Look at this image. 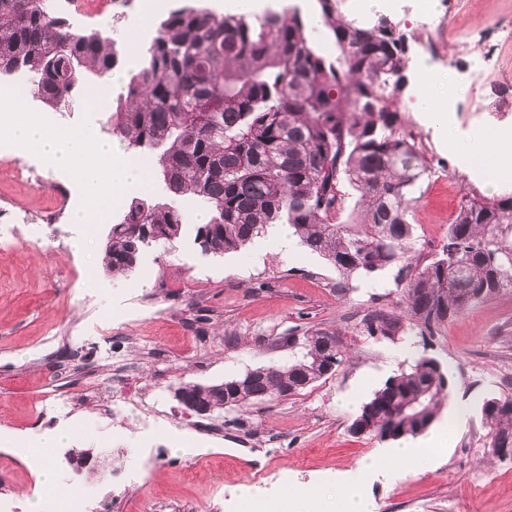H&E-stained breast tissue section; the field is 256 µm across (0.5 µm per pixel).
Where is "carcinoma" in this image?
I'll return each mask as SVG.
<instances>
[{"label": "carcinoma", "instance_id": "obj_1", "mask_svg": "<svg viewBox=\"0 0 512 512\" xmlns=\"http://www.w3.org/2000/svg\"><path fill=\"white\" fill-rule=\"evenodd\" d=\"M316 2L334 56L309 40L296 7L248 21L173 0L105 128L130 153L157 152L167 198L130 203L108 234L104 269L132 272L149 234L180 239L178 203L191 198L210 214L194 236L203 254L235 252L268 225L286 224L336 269L345 291L354 275L398 268L401 311L374 306L357 329L377 342H425L512 288V196H464L430 261L414 260L409 213L429 165L400 108L409 48L380 15L368 23L346 16L340 0ZM125 64L114 39L74 31L46 0H0V75H23L27 93L46 108L70 100L87 77L100 80ZM302 336L293 361L247 379L245 402L319 381L343 362L342 351L327 349L339 334ZM236 381L222 382V392L201 384L191 392L222 411ZM452 387L448 368L421 355L362 403L349 431L381 442L421 435ZM481 414L494 444L512 448V395L485 399Z\"/></svg>", "mask_w": 512, "mask_h": 512}]
</instances>
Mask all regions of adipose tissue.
Returning a JSON list of instances; mask_svg holds the SVG:
<instances>
[{"mask_svg": "<svg viewBox=\"0 0 512 512\" xmlns=\"http://www.w3.org/2000/svg\"><path fill=\"white\" fill-rule=\"evenodd\" d=\"M444 74L427 72L418 80L417 104L440 139L448 137V99L434 95L443 87ZM0 134L18 147L35 152L46 168L63 170L83 183L100 198H111L114 190L132 185H143L149 180L147 169L130 159L121 145L103 136H89L73 127L51 125L41 117L28 113L24 98L16 97L0 105ZM496 154L497 171L501 176H512V145L493 134L479 130L467 136L466 144L458 148L460 162L485 154ZM447 429L441 428L420 439L385 450L379 455L363 459L359 474L394 473L414 466L425 467L431 461L433 449L448 443ZM286 494L296 506L313 502L325 505V512H372L371 504L356 483L342 487L331 502H323L322 489L316 485L288 488Z\"/></svg>", "mask_w": 512, "mask_h": 512, "instance_id": "ef3b65f1", "label": "adipose tissue"}]
</instances>
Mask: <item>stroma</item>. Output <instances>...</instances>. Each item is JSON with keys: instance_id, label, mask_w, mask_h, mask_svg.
Masks as SVG:
<instances>
[{"instance_id": "1", "label": "stroma", "mask_w": 512, "mask_h": 512, "mask_svg": "<svg viewBox=\"0 0 512 512\" xmlns=\"http://www.w3.org/2000/svg\"><path fill=\"white\" fill-rule=\"evenodd\" d=\"M120 2L122 12L112 16L72 13L68 19L77 30L111 36L129 58L134 50L127 25L138 0ZM464 2V12L452 21L454 38L440 43L439 57L430 61L421 60L418 40L409 34L413 18L400 11L390 15L398 32L407 34L412 58L401 110L430 161L411 210L414 251L422 260L440 245L465 193L488 198L512 193V179L493 190L483 177L461 168L414 108L417 76L449 73L452 62L458 71L450 73V94L465 103L462 76L481 61V47L471 41L474 31L512 16V0ZM51 117L100 135L108 115L95 111L83 90ZM451 121L461 136L493 125L512 128V97L500 106L485 97L481 111L455 112ZM17 166L14 160L0 161V196L23 206L32 231L23 245L0 249V433L32 447L45 431L65 430L68 448L53 451L59 482L81 484L97 503L107 504L111 486L67 463L69 448L105 455L126 467L144 462L134 443L117 449L112 425L101 417L112 405V363L118 357L136 368L127 390L159 400L168 411L164 424L171 433L206 426L223 434L202 450H169L168 463L149 482L130 486L125 512H156L161 501L172 512H218L216 497L229 505L247 491L275 500L276 512H289L282 485L336 488L363 458L385 450V443L372 436L351 434L349 425L361 403L407 364L402 344L375 342L355 329L368 307L395 306L394 271L353 279L350 291L342 294L336 289L340 275L325 259L306 249L300 259H282L268 234L221 257L202 255L192 235L204 208L185 200L180 211L186 236L146 252L154 277L143 279L138 270L114 276L102 264L108 225L87 232L76 224L41 221L43 209L58 203L95 210L85 188L56 170L22 181ZM82 235L89 236L92 249L74 248ZM309 328L339 333L347 347L332 376L288 397L205 417L191 414L175 399V389L184 383L210 385L258 366L287 363L292 353L277 346L276 338ZM411 349L413 355H431L447 365L455 381L447 407L463 410L465 419L449 424L447 448L427 467L365 478L363 491L373 512H512V460L485 454L489 429L480 413L485 398L512 395V288L468 308L441 336L415 342ZM55 394L71 400L76 416L37 420ZM36 482L28 457L0 447V495L26 503Z\"/></svg>"}]
</instances>
